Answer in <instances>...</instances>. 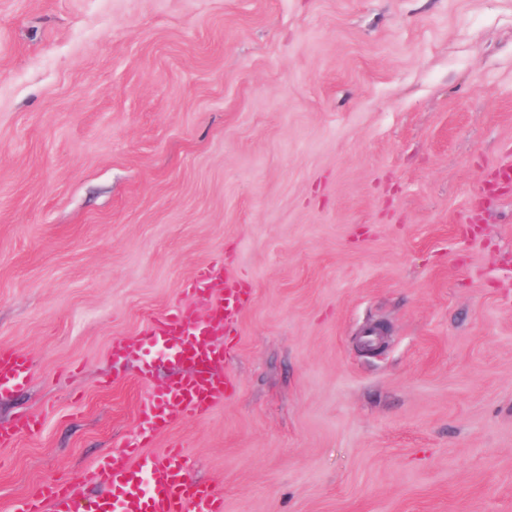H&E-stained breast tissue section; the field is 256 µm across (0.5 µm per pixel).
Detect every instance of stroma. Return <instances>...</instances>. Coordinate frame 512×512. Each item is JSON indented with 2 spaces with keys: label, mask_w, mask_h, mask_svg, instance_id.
<instances>
[{
  "label": "stroma",
  "mask_w": 512,
  "mask_h": 512,
  "mask_svg": "<svg viewBox=\"0 0 512 512\" xmlns=\"http://www.w3.org/2000/svg\"><path fill=\"white\" fill-rule=\"evenodd\" d=\"M512 0H0V512L121 451L112 345L224 259V512H512ZM388 328L377 356L357 344ZM31 370V361L23 352L0 349V393L3 389L18 388L24 384ZM39 426L41 420L37 416L25 415L15 425L0 426V444H5L12 441L20 433H33Z\"/></svg>",
  "instance_id": "stroma-1"
}]
</instances>
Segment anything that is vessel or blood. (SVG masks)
Segmentation results:
<instances>
[{
  "instance_id": "vessel-or-blood-1",
  "label": "vessel or blood",
  "mask_w": 512,
  "mask_h": 512,
  "mask_svg": "<svg viewBox=\"0 0 512 512\" xmlns=\"http://www.w3.org/2000/svg\"><path fill=\"white\" fill-rule=\"evenodd\" d=\"M185 293L188 302L155 319L136 338L112 347L113 355L138 360L147 395L139 411V434L125 445L122 458L102 460L86 474L88 481L104 486V493L90 498L52 480L37 495L18 500L13 512H224L223 491L191 475L183 448L159 454L147 448L178 418L203 415L231 393L230 375L219 369L231 354L215 338L236 323L251 291L230 264L214 263L198 271ZM200 305L206 307V317H198ZM150 347L162 348L171 362L187 366V373L154 385L153 364L142 357ZM31 370L23 352L0 349V390L21 386ZM40 424L39 417L26 415L17 424L0 426V444L35 432Z\"/></svg>"
}]
</instances>
